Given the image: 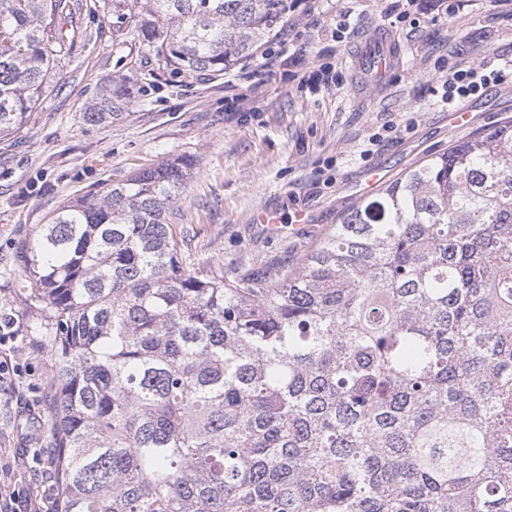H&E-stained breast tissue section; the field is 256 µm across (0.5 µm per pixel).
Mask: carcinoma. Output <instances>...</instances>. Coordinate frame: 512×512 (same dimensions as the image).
Returning a JSON list of instances; mask_svg holds the SVG:
<instances>
[{"instance_id":"1","label":"carcinoma","mask_w":512,"mask_h":512,"mask_svg":"<svg viewBox=\"0 0 512 512\" xmlns=\"http://www.w3.org/2000/svg\"><path fill=\"white\" fill-rule=\"evenodd\" d=\"M284 0H103L177 72L254 55ZM83 0H0V137L71 60ZM131 97L115 81L96 125ZM190 163L54 212L35 286L61 512H512V123L405 172L298 268L225 279L167 212Z\"/></svg>"}]
</instances>
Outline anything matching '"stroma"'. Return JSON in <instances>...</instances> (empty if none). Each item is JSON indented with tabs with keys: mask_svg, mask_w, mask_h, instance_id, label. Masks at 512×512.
Listing matches in <instances>:
<instances>
[{
	"mask_svg": "<svg viewBox=\"0 0 512 512\" xmlns=\"http://www.w3.org/2000/svg\"><path fill=\"white\" fill-rule=\"evenodd\" d=\"M76 21L87 41L22 128L0 138V311L15 321L0 361L22 369L10 402H0V463L23 502L42 493L48 463L38 453L53 393L27 260L55 210L188 158L193 174L169 222L189 262L229 278H271L296 269L360 202L372 168L392 181L512 122V79L470 98L467 130L451 129L439 104L448 61L512 67V0H302L254 57L221 73L175 76L142 62L137 46L113 52L103 8ZM387 21L400 66L385 84L361 85L350 56ZM115 80L144 93L111 123H88L85 112ZM261 209L278 213L279 233L254 222ZM301 210L311 222L298 234Z\"/></svg>",
	"mask_w": 512,
	"mask_h": 512,
	"instance_id": "obj_1",
	"label": "stroma"
}]
</instances>
